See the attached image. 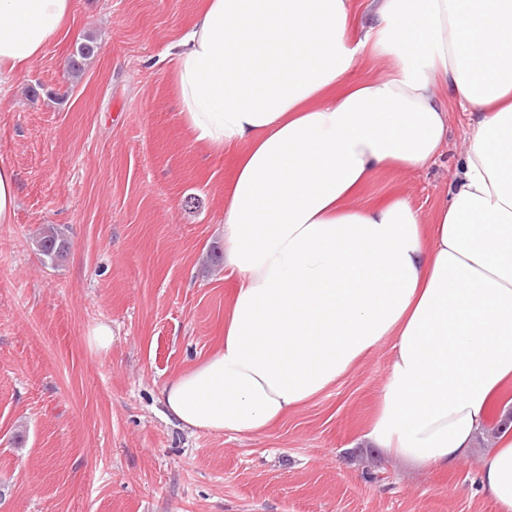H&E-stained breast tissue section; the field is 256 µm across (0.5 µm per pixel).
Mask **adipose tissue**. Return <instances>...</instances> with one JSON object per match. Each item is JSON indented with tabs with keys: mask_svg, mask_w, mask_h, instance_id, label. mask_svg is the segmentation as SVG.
I'll use <instances>...</instances> for the list:
<instances>
[{
	"mask_svg": "<svg viewBox=\"0 0 512 512\" xmlns=\"http://www.w3.org/2000/svg\"><path fill=\"white\" fill-rule=\"evenodd\" d=\"M72 0H0V79L58 34ZM386 62L354 79L366 59ZM194 143L233 156L224 344L169 380L190 429L265 434L381 345L366 443L422 469L470 458L512 386V0H203L174 55ZM471 134L431 217L361 202L381 171L435 162L455 108ZM512 512V436L481 454Z\"/></svg>",
	"mask_w": 512,
	"mask_h": 512,
	"instance_id": "ef3b65f1",
	"label": "adipose tissue"
}]
</instances>
